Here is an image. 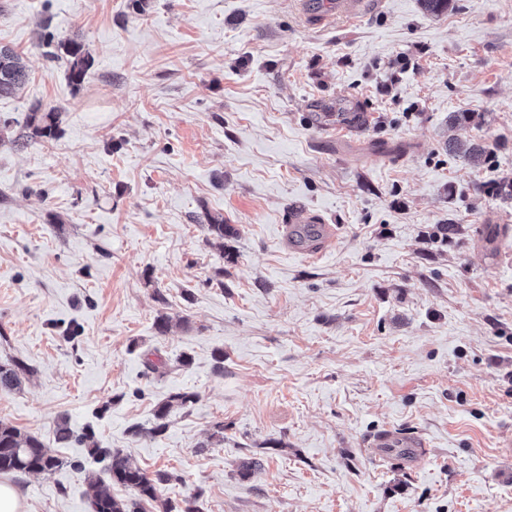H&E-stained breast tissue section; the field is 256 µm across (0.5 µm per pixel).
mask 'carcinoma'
<instances>
[{"label": "carcinoma", "instance_id": "cac0c4a2", "mask_svg": "<svg viewBox=\"0 0 512 512\" xmlns=\"http://www.w3.org/2000/svg\"><path fill=\"white\" fill-rule=\"evenodd\" d=\"M454 0H420L423 11L430 15H440L453 9ZM42 44L48 48V58L65 68L69 83L80 88L93 59L85 44L75 39L58 40L53 32L45 30ZM28 81V72L19 53L7 46H0V98L14 96ZM26 139L53 140L59 137V113L54 108H35L26 119ZM448 153L464 157L474 166H481L490 158L492 151L487 144L480 142L462 143L448 141ZM32 369L19 360L0 363V392H11L21 385L20 373ZM195 401V395L175 392L157 406L156 423L147 429L150 436L164 433L168 427V416L175 409H183ZM80 442L91 448V454L103 464L111 483L130 489L133 497L118 499L112 495L110 483L96 477L90 481L91 512H143V504L158 498L161 486L172 480L166 471L149 473L134 464L119 450L98 446L92 429H87ZM61 465L56 455L45 446L36 435L21 432L17 427L0 422V473L51 474Z\"/></svg>", "mask_w": 512, "mask_h": 512}]
</instances>
